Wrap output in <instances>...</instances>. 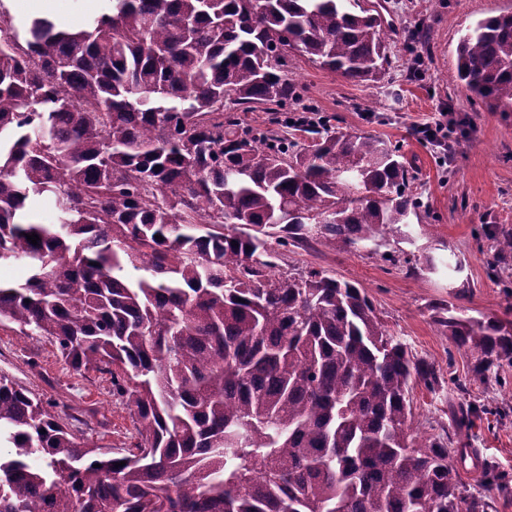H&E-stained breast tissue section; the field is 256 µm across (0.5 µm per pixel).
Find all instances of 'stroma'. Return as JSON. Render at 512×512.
Masks as SVG:
<instances>
[{
	"label": "stroma",
	"mask_w": 512,
	"mask_h": 512,
	"mask_svg": "<svg viewBox=\"0 0 512 512\" xmlns=\"http://www.w3.org/2000/svg\"><path fill=\"white\" fill-rule=\"evenodd\" d=\"M400 36L423 29L425 42L389 49L391 65L375 82H354L289 51L288 77L333 127L398 144L414 163L425 213L410 218L379 247L358 250L316 244L289 248L288 269H321L364 288L388 333L433 363L440 384L412 385V422L420 435L448 433L449 404L489 407L476 438L466 440L479 459L512 477V366L479 385L474 359L459 350L434 307H454L476 318L512 321V252L496 242L512 236V111L488 106L457 77L456 46L481 18L512 12V0H373ZM447 117V146L428 141L422 123ZM435 257L438 270L425 258ZM0 373L55 403L85 445L117 452L131 445L133 423L112 395L109 375L76 371L48 336H24L0 325Z\"/></svg>",
	"instance_id": "stroma-1"
}]
</instances>
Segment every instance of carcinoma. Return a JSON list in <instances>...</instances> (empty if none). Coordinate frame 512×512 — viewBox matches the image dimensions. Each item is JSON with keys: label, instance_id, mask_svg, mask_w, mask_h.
<instances>
[{"label": "carcinoma", "instance_id": "carcinoma-1", "mask_svg": "<svg viewBox=\"0 0 512 512\" xmlns=\"http://www.w3.org/2000/svg\"><path fill=\"white\" fill-rule=\"evenodd\" d=\"M108 4L79 32L34 17L24 48L0 43V266L30 271L0 281V323L109 373L136 443L105 456L0 376V512H489L448 462L479 408L422 438L409 392L438 383L433 364L356 284L283 268L290 246H377L418 215L399 148L326 116L288 118L306 145L244 116L274 123L299 100L289 48L378 78L392 27L362 0ZM456 53L471 93L512 107V14ZM33 196L58 223L31 221ZM435 321L477 355L474 381L512 365L499 321Z\"/></svg>", "mask_w": 512, "mask_h": 512}]
</instances>
